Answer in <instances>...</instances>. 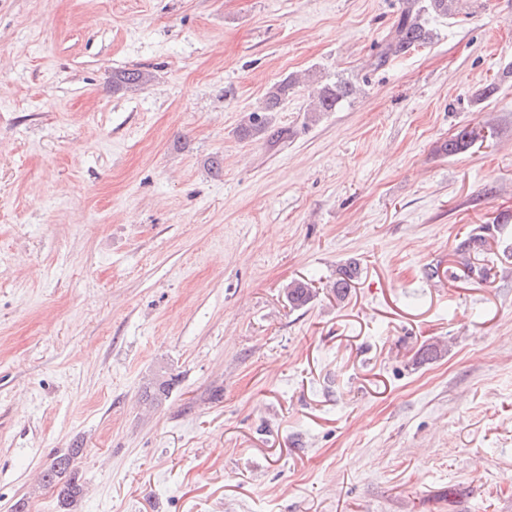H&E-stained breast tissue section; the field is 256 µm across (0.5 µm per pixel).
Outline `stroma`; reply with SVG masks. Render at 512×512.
Here are the masks:
<instances>
[{"label":"stroma","mask_w":512,"mask_h":512,"mask_svg":"<svg viewBox=\"0 0 512 512\" xmlns=\"http://www.w3.org/2000/svg\"><path fill=\"white\" fill-rule=\"evenodd\" d=\"M480 2L377 68L404 0H0V512H62L76 442V512H512V0ZM311 69L356 94L239 137ZM150 79L151 75L147 71H142L140 69H126L119 71L112 76V88L114 90L133 88L146 84ZM298 83L295 77L288 76L273 84L266 92L261 105L251 111L247 120L241 125L239 130L241 137L256 138L264 135L270 128V114L278 112L282 101L288 98ZM478 134L474 129H469V127H463L456 132L451 138L443 141L438 147L437 151L448 155L453 156L468 150L477 139ZM485 229L486 225L479 226L460 240L455 247V254L461 259V263L472 275L487 276L488 274V269L484 265H475L472 261V259L479 261V256L484 254L486 243ZM316 295V290L308 282L293 281L287 288L286 298L293 309H300L309 304ZM175 378L167 372L155 373L143 386L142 401L150 406H159L169 397ZM82 449L78 444L67 448L64 453L53 458L42 475L44 486L60 485L58 496L64 508L73 505L83 493V485L75 464Z\"/></svg>","instance_id":"1"}]
</instances>
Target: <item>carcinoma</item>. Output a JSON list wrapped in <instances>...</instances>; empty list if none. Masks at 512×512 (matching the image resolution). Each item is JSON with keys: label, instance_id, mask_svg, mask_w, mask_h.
I'll list each match as a JSON object with an SVG mask.
<instances>
[{"label": "carcinoma", "instance_id": "carcinoma-1", "mask_svg": "<svg viewBox=\"0 0 512 512\" xmlns=\"http://www.w3.org/2000/svg\"><path fill=\"white\" fill-rule=\"evenodd\" d=\"M468 0H408L407 6L394 29L386 37L381 51L376 56L373 65L382 67L388 61L408 51L431 43L435 32L431 21L437 18L455 16L465 8ZM151 75L140 69H126L112 76V88L115 90L133 88L150 81ZM298 84V80L289 76L273 84L266 92L260 106L249 114L247 120L241 125L239 133L243 138H256L265 134L270 128V114L278 111L282 101ZM356 92L355 87L348 81H336L321 85L314 93L315 102L308 109L310 120L315 121L326 112H334L344 101ZM478 134L473 129L463 127L451 138L443 141L437 151L453 156L468 150L477 139ZM481 225L469 235L460 240L455 247V254L461 263L472 275L485 276L488 269L475 264V260L484 253L486 237ZM359 274L356 263L350 262L341 267L333 283L336 297L342 299L351 288L353 281ZM316 295V290L305 281H294L287 288L286 298L293 309H300L309 304ZM175 378L166 372L155 373L143 386L142 401L150 406H159L167 400ZM82 453V448L75 445L53 458L49 467L43 472L42 482L46 486H58V496L61 505H73L83 493L76 460Z\"/></svg>", "mask_w": 512, "mask_h": 512}]
</instances>
